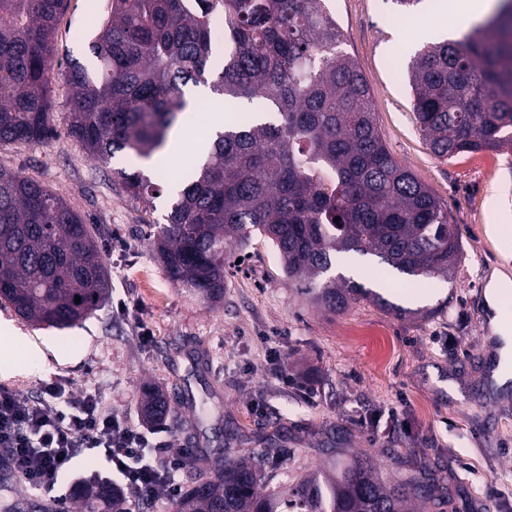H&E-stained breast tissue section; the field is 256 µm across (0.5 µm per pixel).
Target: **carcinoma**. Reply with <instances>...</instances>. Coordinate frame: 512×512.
I'll return each mask as SVG.
<instances>
[{
	"instance_id": "cac0c4a2",
	"label": "carcinoma",
	"mask_w": 512,
	"mask_h": 512,
	"mask_svg": "<svg viewBox=\"0 0 512 512\" xmlns=\"http://www.w3.org/2000/svg\"><path fill=\"white\" fill-rule=\"evenodd\" d=\"M65 0H0V143L57 135L48 93L69 90L66 133L92 157L137 159L161 152L187 106L188 84L211 83L249 116L219 132L171 204L154 244L173 284L208 301L224 296L231 244L258 232L272 241L288 278L303 279L318 306L336 312L356 297L388 301L331 275L343 255L374 257L425 281L456 277L457 225L448 210L388 150L371 92L327 0H111L92 51L96 75L76 63L54 72V30ZM224 15V57L208 34ZM409 87L417 127L440 158L512 150V0L459 40L415 54ZM128 196L147 202L162 186L117 172ZM340 221H335V218ZM93 226L41 183L0 168V299L22 318L73 326L109 296ZM80 302H75V297ZM146 419L169 411L143 391ZM200 449L174 512H411L436 500L430 486L398 479L368 457L340 470L276 480L268 454L207 466ZM88 489L132 512L117 488Z\"/></svg>"
}]
</instances>
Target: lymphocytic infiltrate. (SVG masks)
<instances>
[{
    "mask_svg": "<svg viewBox=\"0 0 512 512\" xmlns=\"http://www.w3.org/2000/svg\"><path fill=\"white\" fill-rule=\"evenodd\" d=\"M103 452L110 464L101 483L123 486L139 498L158 491L175 494L178 475L191 449L163 455L156 444L133 430L118 414L105 411L97 390L73 391L61 381L42 386L29 400L0 389V450L10 469L33 488L54 493L57 512H72L69 495L57 494L62 482L82 488L85 474L76 466L89 450Z\"/></svg>",
    "mask_w": 512,
    "mask_h": 512,
    "instance_id": "1",
    "label": "lymphocytic infiltrate"
}]
</instances>
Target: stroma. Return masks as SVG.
Listing matches in <instances>:
<instances>
[{
  "instance_id": "1",
  "label": "stroma",
  "mask_w": 512,
  "mask_h": 512,
  "mask_svg": "<svg viewBox=\"0 0 512 512\" xmlns=\"http://www.w3.org/2000/svg\"><path fill=\"white\" fill-rule=\"evenodd\" d=\"M110 0H67L56 23V59L95 69L89 38ZM343 49L368 82L386 145L445 204L461 231L454 282H405L391 268L360 259L356 282L390 307L360 299L343 312L317 308L289 281L270 242L253 236L232 253L224 297L207 303L174 286L154 245L171 203L130 199L114 172L137 171L127 153L101 161L68 136L46 143L0 144V167L41 182L97 226L112 290L97 310L67 329L37 325L0 303V389L35 399L62 379L96 387L103 408L149 433L140 412L151 385L172 412L162 426L167 453L208 449L211 462L284 449L285 468L319 467L328 451L372 455L397 477L415 476L442 497L428 512H512V386L489 385L485 287L508 278L501 295L512 328V153L482 151L441 159L416 127L407 67L420 44L412 33L437 23L428 0L401 15L394 0H328ZM210 93L192 100L174 125L182 152L149 170L152 180H185L196 142L213 113ZM285 367L286 387L272 376ZM211 417L195 425L192 405ZM51 496L0 466V512H50Z\"/></svg>"
}]
</instances>
